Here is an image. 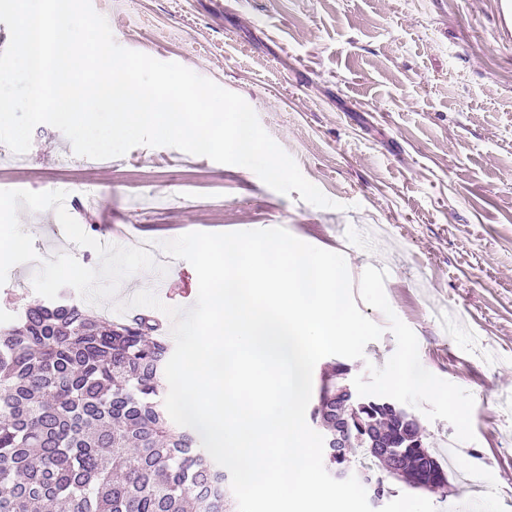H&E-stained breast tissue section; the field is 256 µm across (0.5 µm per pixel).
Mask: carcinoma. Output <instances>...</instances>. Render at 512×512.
Segmentation results:
<instances>
[{
  "mask_svg": "<svg viewBox=\"0 0 512 512\" xmlns=\"http://www.w3.org/2000/svg\"><path fill=\"white\" fill-rule=\"evenodd\" d=\"M158 321L92 317L59 295L26 303L0 325V512H225L224 473L197 431L164 406L171 345ZM314 418L336 424V371ZM363 421L383 431L418 472L417 419L384 399ZM353 426L349 448L369 446Z\"/></svg>",
  "mask_w": 512,
  "mask_h": 512,
  "instance_id": "carcinoma-1",
  "label": "carcinoma"
}]
</instances>
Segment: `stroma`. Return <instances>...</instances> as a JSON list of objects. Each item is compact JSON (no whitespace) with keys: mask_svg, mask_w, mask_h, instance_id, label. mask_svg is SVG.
I'll use <instances>...</instances> for the list:
<instances>
[{"mask_svg":"<svg viewBox=\"0 0 512 512\" xmlns=\"http://www.w3.org/2000/svg\"><path fill=\"white\" fill-rule=\"evenodd\" d=\"M115 42L245 99L336 208L280 194L252 171L137 146L100 165L35 127L27 164L0 161V220L22 246L0 262V320L65 290L114 316L129 291L198 294L161 242L281 227L341 253L360 311L384 333L360 359L328 356L361 399L414 415L441 496L395 483L375 512H512V52L496 0H92ZM134 250L98 277L109 239ZM414 353L437 397L392 379ZM469 429L460 433L458 410Z\"/></svg>","mask_w":512,"mask_h":512,"instance_id":"stroma-1","label":"stroma"}]
</instances>
